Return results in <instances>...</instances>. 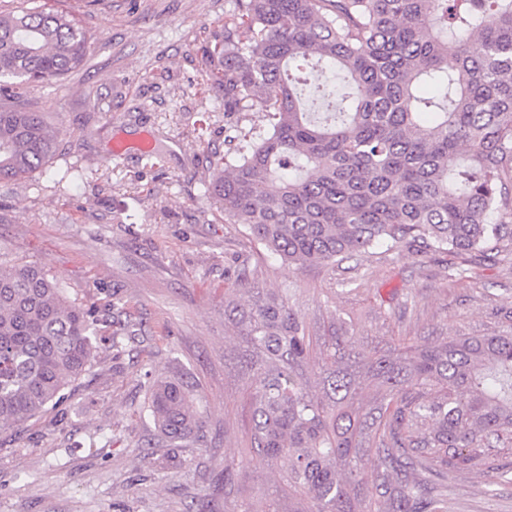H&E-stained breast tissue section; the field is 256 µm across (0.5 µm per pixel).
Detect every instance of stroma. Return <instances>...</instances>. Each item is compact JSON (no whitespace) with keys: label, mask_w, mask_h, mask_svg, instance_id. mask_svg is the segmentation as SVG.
<instances>
[{"label":"stroma","mask_w":512,"mask_h":512,"mask_svg":"<svg viewBox=\"0 0 512 512\" xmlns=\"http://www.w3.org/2000/svg\"><path fill=\"white\" fill-rule=\"evenodd\" d=\"M91 36L86 67L27 89L24 100L59 131L49 165L0 185V263L47 266L72 298L122 297L142 334L98 337L93 370L62 402L0 433V512H224V461L241 463L246 494L275 478L246 454L250 347L224 331V288L239 275L289 289L324 341L345 328L361 348L393 336H480L512 308V258L448 280L451 258L376 253L340 266L293 269L228 224L206 194L240 129L263 112H227L207 84L205 50L233 0H38ZM151 133L152 158L113 156V140ZM79 170L74 184L67 170ZM191 390L204 438L168 461L138 447L149 380ZM448 512H512V483L457 481Z\"/></svg>","instance_id":"stroma-1"}]
</instances>
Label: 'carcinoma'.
<instances>
[{"mask_svg":"<svg viewBox=\"0 0 512 512\" xmlns=\"http://www.w3.org/2000/svg\"><path fill=\"white\" fill-rule=\"evenodd\" d=\"M88 49L67 13L0 11V183L56 150L22 90L82 69ZM209 57L224 111L257 106L268 128L240 133L208 192L288 265L381 247L460 258L463 278L509 249L512 0H234ZM224 311L256 355L248 452L284 475L256 501L224 460L230 512H448L456 478L512 477L511 324L383 351L346 335L320 345L288 292L245 276L224 289ZM98 313L42 265L0 266V433L91 371ZM123 314L112 295V336L138 335ZM145 411L173 448L204 435L178 381L154 378Z\"/></svg>","mask_w":512,"mask_h":512,"instance_id":"obj_1","label":"carcinoma"}]
</instances>
